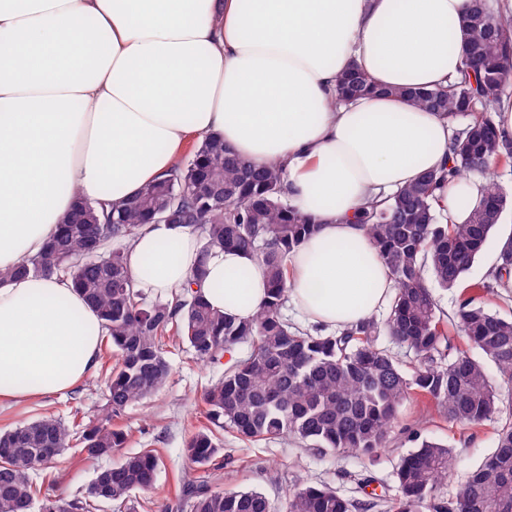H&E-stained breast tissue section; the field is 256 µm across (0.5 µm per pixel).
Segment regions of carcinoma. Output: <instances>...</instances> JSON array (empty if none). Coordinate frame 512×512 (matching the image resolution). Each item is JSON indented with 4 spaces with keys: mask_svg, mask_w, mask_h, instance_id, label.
I'll return each mask as SVG.
<instances>
[{
    "mask_svg": "<svg viewBox=\"0 0 512 512\" xmlns=\"http://www.w3.org/2000/svg\"><path fill=\"white\" fill-rule=\"evenodd\" d=\"M462 63L448 85L431 90L399 89L411 103L450 117L470 103L469 119L454 129L448 145L451 164L423 174L397 191L386 205L362 207L364 224L395 283L384 325L374 320L340 333L314 332L288 322L281 309L288 301V254L315 231L283 193L282 171L251 167L224 151L219 139L194 148L187 164L145 185L120 209L99 211L84 203L60 225L44 248L0 270V281L29 275H56L71 282L99 313L104 335L99 359L115 352L107 367L105 404L97 423H65L46 412L0 434V512H95L115 503L136 512L135 494L152 488L160 466L154 450L128 454L97 469L81 498L50 494L58 478L48 472L72 446L91 461L110 459L126 434L112 419L158 391L170 376L164 339L176 336L193 357L216 364L231 349L245 345V357L201 395L208 425L193 431L183 448L187 462L208 467L224 455L215 429L229 428L249 441L293 439L314 453H352L372 459L386 447L400 407L421 395L450 422L474 425L501 413L502 394L485 362L512 383V319L487 309L482 298L489 282L463 284L512 205L496 168H512V141L500 138L491 109L512 83V12L471 0L463 23ZM374 91L369 79L353 70L336 85L342 100ZM203 168L209 194L224 206L195 195V166ZM486 175L479 200L457 201L470 210L463 224L444 221L435 207L436 191L448 181ZM168 203L204 241L197 267L171 297L147 298L134 286L122 247L143 227L145 216ZM240 249L266 268L269 299L247 320L212 310L193 289L204 275L209 252ZM445 290L462 289L448 320L438 314L425 278ZM512 276V237L499 249L497 282ZM413 351L416 364L405 368L396 353L377 343L381 332ZM481 358H474L469 349ZM413 450L396 469L398 495L392 512H512V418L497 427L495 450L469 473L455 495L440 487L453 467L452 449L408 433ZM44 473L46 487L31 472ZM373 505L340 495L326 486L301 484L283 512H367ZM163 512H273L269 499L254 489L226 490L204 481L183 483L175 503Z\"/></svg>",
    "mask_w": 512,
    "mask_h": 512,
    "instance_id": "1",
    "label": "carcinoma"
}]
</instances>
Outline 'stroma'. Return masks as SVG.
I'll return each instance as SVG.
<instances>
[{
	"mask_svg": "<svg viewBox=\"0 0 512 512\" xmlns=\"http://www.w3.org/2000/svg\"><path fill=\"white\" fill-rule=\"evenodd\" d=\"M165 349L172 373L164 387L112 420L113 427L126 434L124 453L153 449L162 460L153 488L137 495V512H159L160 505L178 493L183 479L210 478L211 468L187 467L182 448L193 427L206 422L205 407L200 401L203 390L222 376L225 366L244 355L243 348L237 347L224 355L221 364L205 365L193 359L187 346L170 342ZM104 376V369L98 367L90 378L72 390L20 404L1 405L0 432L31 421L46 411L66 420L78 412L85 423H95L97 410L105 402ZM410 428L421 437L449 444L453 449L455 467L444 488L445 494L450 496L456 493L468 472L495 447L494 423L465 427L450 423L435 411L426 409L421 399L413 395L404 402L387 447L373 461L350 454L318 457L298 441L272 439L250 443L231 430L221 431L224 467L220 471V484L227 489H257L278 510L301 480L332 487L343 496L357 500L366 499L373 491L380 499L373 512H390L397 495L395 468L412 448L406 438ZM96 468L95 462L82 459L74 450H66L57 461L60 481L55 487L56 493L67 498L85 496Z\"/></svg>",
	"mask_w": 512,
	"mask_h": 512,
	"instance_id": "stroma-1",
	"label": "stroma"
}]
</instances>
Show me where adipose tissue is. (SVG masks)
Segmentation results:
<instances>
[{"label":"adipose tissue","instance_id":"1","mask_svg":"<svg viewBox=\"0 0 512 512\" xmlns=\"http://www.w3.org/2000/svg\"><path fill=\"white\" fill-rule=\"evenodd\" d=\"M470 0H0V269L38 252L78 201L121 205L216 136L280 166L315 232L288 257L310 324L353 328L394 282L355 213L447 163L451 119L400 96L447 84ZM359 68L377 94L335 105ZM190 226L149 224L126 250L137 288L167 296L201 252ZM199 293L254 315L257 259L213 251ZM98 313L58 277L0 282V399L55 395L93 372Z\"/></svg>","mask_w":512,"mask_h":512}]
</instances>
